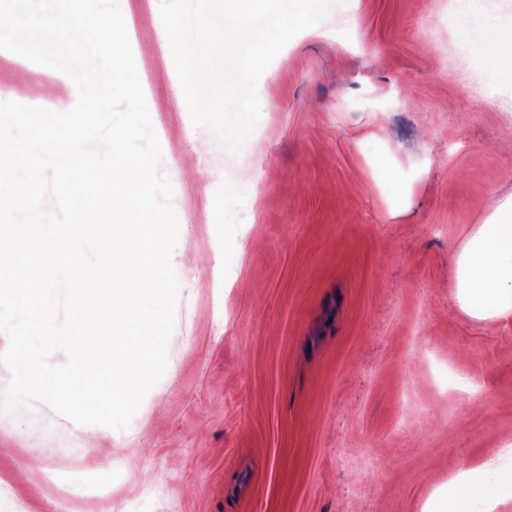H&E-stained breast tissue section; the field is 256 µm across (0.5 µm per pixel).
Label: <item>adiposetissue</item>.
Wrapping results in <instances>:
<instances>
[{
    "label": "adipose tissue",
    "instance_id": "obj_1",
    "mask_svg": "<svg viewBox=\"0 0 512 512\" xmlns=\"http://www.w3.org/2000/svg\"><path fill=\"white\" fill-rule=\"evenodd\" d=\"M491 67L512 73V28H498L470 45ZM490 223L478 225L464 246L451 254L452 297L479 320L512 317V205L492 203ZM512 498V472L492 471L471 458L461 479L448 483V512H472L477 504Z\"/></svg>",
    "mask_w": 512,
    "mask_h": 512
}]
</instances>
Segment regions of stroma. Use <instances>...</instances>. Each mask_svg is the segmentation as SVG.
Listing matches in <instances>:
<instances>
[{"mask_svg":"<svg viewBox=\"0 0 512 512\" xmlns=\"http://www.w3.org/2000/svg\"><path fill=\"white\" fill-rule=\"evenodd\" d=\"M128 8L162 168L220 167L230 195L217 212L198 180L173 184L176 325L127 428L39 401L7 410L0 363V512H62L75 475L63 512H448L449 471L504 466L512 437V319L468 316L449 261L489 198L512 201V111L459 78L512 92L463 45L512 27V0H339L264 72L278 93L240 150L215 140L204 161L167 78L159 0ZM188 250L231 283L184 266ZM31 433L54 450L36 485L16 478ZM117 457L105 502L100 465ZM170 473V496L142 498Z\"/></svg>","mask_w":512,"mask_h":512,"instance_id":"stroma-1","label":"stroma"}]
</instances>
